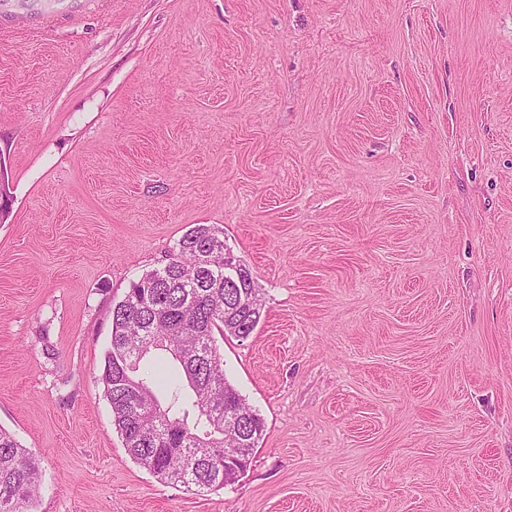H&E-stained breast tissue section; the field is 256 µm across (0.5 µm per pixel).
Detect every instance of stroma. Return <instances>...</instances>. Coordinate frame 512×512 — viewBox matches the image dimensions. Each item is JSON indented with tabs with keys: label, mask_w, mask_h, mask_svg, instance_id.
Returning a JSON list of instances; mask_svg holds the SVG:
<instances>
[{
	"label": "stroma",
	"mask_w": 512,
	"mask_h": 512,
	"mask_svg": "<svg viewBox=\"0 0 512 512\" xmlns=\"http://www.w3.org/2000/svg\"><path fill=\"white\" fill-rule=\"evenodd\" d=\"M0 428L35 512H512V0L0 6ZM194 224L264 304L202 495L127 454L111 310Z\"/></svg>",
	"instance_id": "obj_1"
}]
</instances>
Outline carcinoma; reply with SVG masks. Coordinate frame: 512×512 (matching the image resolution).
Returning a JSON list of instances; mask_svg holds the SVG:
<instances>
[{
    "label": "carcinoma",
    "instance_id": "1",
    "mask_svg": "<svg viewBox=\"0 0 512 512\" xmlns=\"http://www.w3.org/2000/svg\"><path fill=\"white\" fill-rule=\"evenodd\" d=\"M224 231L195 224L166 262L133 281L112 307L99 381L127 454L187 491L224 487V448L258 447L262 418L229 383L216 337L248 339L262 304L239 306L224 287ZM238 440L224 443V414ZM38 458L0 429V512H33Z\"/></svg>",
    "mask_w": 512,
    "mask_h": 512
}]
</instances>
